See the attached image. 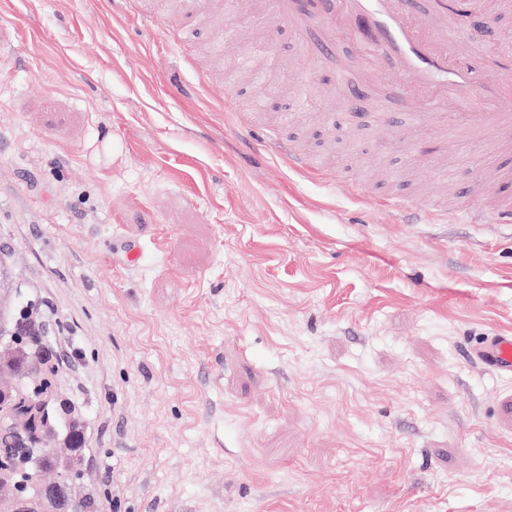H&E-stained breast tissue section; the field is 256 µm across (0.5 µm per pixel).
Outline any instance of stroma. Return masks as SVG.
I'll list each match as a JSON object with an SVG mask.
<instances>
[{
    "label": "stroma",
    "instance_id": "1",
    "mask_svg": "<svg viewBox=\"0 0 512 512\" xmlns=\"http://www.w3.org/2000/svg\"><path fill=\"white\" fill-rule=\"evenodd\" d=\"M457 26L512 54V0ZM333 37L264 0H0V263L87 411L96 512H512V376L469 355L512 334V227L462 221L502 150L348 112L388 84L342 41L315 69ZM272 134L274 136V140L280 145L281 154L288 161V165L292 170L312 176H318L321 174L324 168L318 159L303 152L294 151L291 147L280 142L274 133Z\"/></svg>",
    "mask_w": 512,
    "mask_h": 512
}]
</instances>
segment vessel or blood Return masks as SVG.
<instances>
[{
  "mask_svg": "<svg viewBox=\"0 0 512 512\" xmlns=\"http://www.w3.org/2000/svg\"><path fill=\"white\" fill-rule=\"evenodd\" d=\"M299 9L294 0H266L271 23L303 28L326 24L337 28L371 66L388 69L390 85L401 100L421 99L447 111L449 125H477L512 147V114L500 111L512 93V59L490 51L482 58L463 56L448 38V18L479 8L483 0H309ZM289 167L317 176L323 166L310 155L282 146ZM481 216L512 223V196H489ZM483 366L512 374V336L484 337L470 352Z\"/></svg>",
  "mask_w": 512,
  "mask_h": 512,
  "instance_id": "vessel-or-blood-1",
  "label": "vessel or blood"
}]
</instances>
